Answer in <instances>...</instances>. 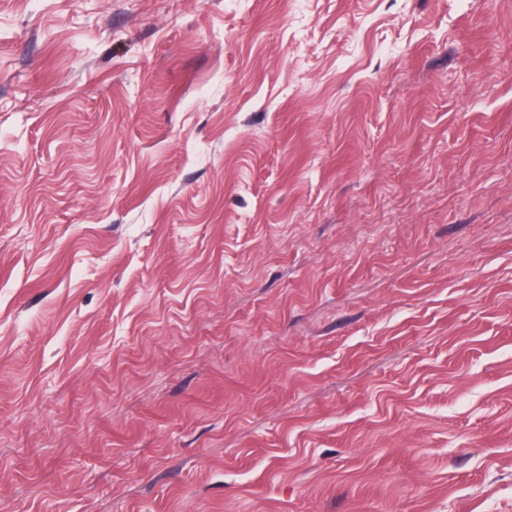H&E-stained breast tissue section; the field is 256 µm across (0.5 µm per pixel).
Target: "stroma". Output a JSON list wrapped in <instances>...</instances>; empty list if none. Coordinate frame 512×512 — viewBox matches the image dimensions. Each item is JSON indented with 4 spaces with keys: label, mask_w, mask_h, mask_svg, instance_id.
<instances>
[{
    "label": "stroma",
    "mask_w": 512,
    "mask_h": 512,
    "mask_svg": "<svg viewBox=\"0 0 512 512\" xmlns=\"http://www.w3.org/2000/svg\"><path fill=\"white\" fill-rule=\"evenodd\" d=\"M0 512H512V0H0Z\"/></svg>",
    "instance_id": "stroma-1"
}]
</instances>
